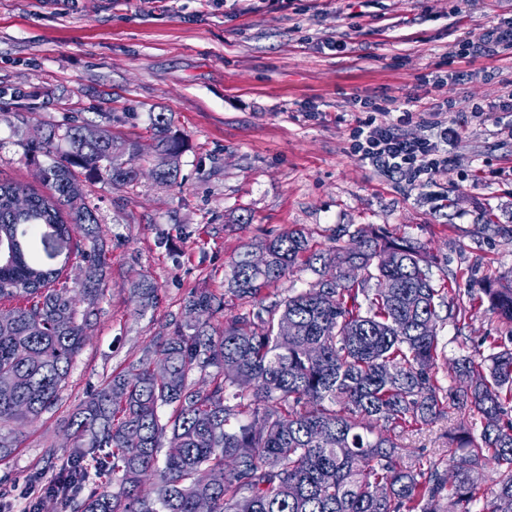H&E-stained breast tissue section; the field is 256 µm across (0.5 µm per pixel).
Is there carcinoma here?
Segmentation results:
<instances>
[{
    "mask_svg": "<svg viewBox=\"0 0 512 512\" xmlns=\"http://www.w3.org/2000/svg\"><path fill=\"white\" fill-rule=\"evenodd\" d=\"M83 129L48 125L27 144L53 195L0 180V461L17 448L11 426L56 404L105 297L108 249L84 183L139 180L137 143L105 129L87 141ZM149 129L152 176L172 185L185 140L163 112ZM18 194L24 211L14 208ZM43 225L67 241L79 235L82 274L71 286L69 259L55 267L37 255ZM341 233L357 250L311 256L299 229L248 246L227 292L253 309L222 326L211 319L224 314V296L191 294L186 307L201 317L174 323L72 411V446L33 472L28 512L46 499L61 512H197L202 500L210 512H512V348L495 339L481 359H457L455 377L472 386L444 388L438 333L449 319L461 326L462 308L434 284L435 257L369 224ZM301 259L320 262L317 285L264 303L263 291ZM157 290L144 279L134 299L148 306ZM470 309L512 322V276L488 281ZM197 373L208 388L192 381ZM450 403L476 410L482 432L456 429L445 465L400 462L395 437ZM487 464L495 483L483 503L470 474ZM108 476L118 492L97 490Z\"/></svg>",
    "mask_w": 512,
    "mask_h": 512,
    "instance_id": "obj_1",
    "label": "carcinoma"
}]
</instances>
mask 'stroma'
Returning <instances> with one entry per match:
<instances>
[{"label":"stroma","mask_w":512,"mask_h":512,"mask_svg":"<svg viewBox=\"0 0 512 512\" xmlns=\"http://www.w3.org/2000/svg\"><path fill=\"white\" fill-rule=\"evenodd\" d=\"M512 24V0H0V180L50 188L25 157L45 124L103 122L149 148L151 114L170 116L188 141L178 182L157 183L139 162L136 186L86 185L108 243L106 298L56 405L19 426L0 479L23 486L48 454L70 447L64 420L105 380L153 348L172 321H187L192 292L224 298L225 275L245 246L293 228L315 249L347 246V225L424 244L436 285L461 304L512 271V48L448 59L450 46ZM343 50H336V43ZM444 75L431 98L456 104L460 126L448 171L421 184L385 175L351 153L357 100L382 105L422 78ZM488 106L486 114L471 110ZM154 304L131 299L141 279ZM445 323L438 378L459 387L450 362L485 352V337L512 323L466 317L464 339ZM480 433L477 413L446 418L398 440L409 463L447 459L454 427Z\"/></svg>","instance_id":"35a3bbf8"}]
</instances>
